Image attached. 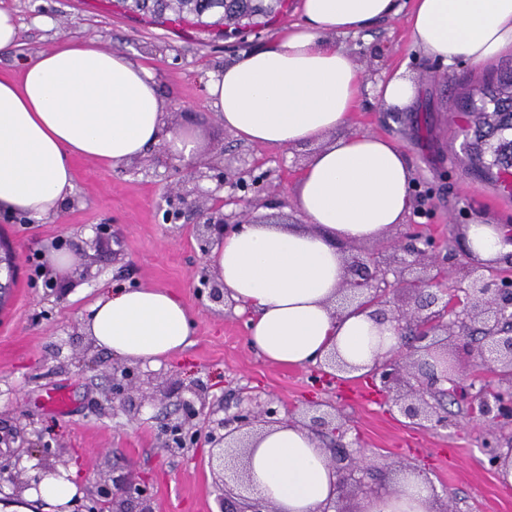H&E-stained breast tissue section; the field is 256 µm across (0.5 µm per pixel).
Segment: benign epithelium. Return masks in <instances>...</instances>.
<instances>
[{
	"label": "benign epithelium",
	"mask_w": 512,
	"mask_h": 512,
	"mask_svg": "<svg viewBox=\"0 0 512 512\" xmlns=\"http://www.w3.org/2000/svg\"><path fill=\"white\" fill-rule=\"evenodd\" d=\"M237 224L224 221V216H209L198 225L199 237L207 243L221 237ZM437 243L417 232L406 235L405 241L394 245L392 254L354 260L348 265L340 305L359 301V306L372 310L378 323L395 324L399 349L410 346L409 354L419 355L413 362L417 385L400 393L405 380L400 356L390 351L377 360L369 372L372 381L379 383V391L399 408L409 424L419 428L448 427V416L442 413V403L448 395L465 407L466 416L496 426L512 425V270L489 269L476 266L466 268L451 286L453 264L436 255ZM201 283L207 299L214 305L225 303L224 284L217 278L203 274ZM398 290L414 293V307L400 310L392 317L385 316L381 307L387 304L389 294ZM481 323L485 345L476 356L495 378L492 383L476 385L470 375L463 373L448 359V352L465 349V340L471 326ZM145 384L142 374L133 367L121 370V379L112 386V399H117L128 388ZM196 411L185 406L183 413L163 429L165 449H185L197 443L198 430L193 424ZM336 417V407L317 409L309 417L307 428L320 435ZM280 423L279 409L270 405L238 411L227 420L209 426L205 436L210 445V466L223 485L243 478L242 449L250 447L257 434V426L266 428ZM483 454L492 470L504 462L502 448L496 437L483 443ZM49 449L36 474L24 481H12L14 502L28 488L38 486L42 474L55 470ZM333 458L339 472L351 476L355 471L366 472L375 467V460L345 446L333 449ZM108 499L112 512H128L125 504L135 502V512H155L154 499L148 487L125 478L99 480L96 502Z\"/></svg>",
	"instance_id": "obj_1"
}]
</instances>
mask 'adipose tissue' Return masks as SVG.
<instances>
[{
	"mask_svg": "<svg viewBox=\"0 0 512 512\" xmlns=\"http://www.w3.org/2000/svg\"><path fill=\"white\" fill-rule=\"evenodd\" d=\"M407 14L414 47L451 65L485 62L512 49V0H300L298 22L264 48L244 53L209 77L204 92L239 140L273 150L313 144L292 193L307 226L244 224L224 235L210 266L224 292L252 311L251 347L269 362L303 366L339 352L354 375L370 371L397 343L388 324L350 305L334 314L346 274L343 243L374 241L406 223L413 209L404 152L390 139L350 133L365 78L336 39ZM421 87L399 69L377 84L380 104L409 111ZM153 72L92 42L63 40L0 75V209L38 221L59 216L71 195V160L120 166L153 145L184 159L194 138L169 129ZM471 258L494 266L512 254V227L476 218L464 225ZM83 330L97 347L132 362L161 363L191 333L182 301L155 287L112 288L89 307ZM340 475L310 431L293 422L266 430L249 463L250 495L276 512H324ZM420 477L372 495L361 512H431Z\"/></svg>",
	"mask_w": 512,
	"mask_h": 512,
	"instance_id": "obj_1",
	"label": "adipose tissue"
}]
</instances>
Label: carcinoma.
I'll return each instance as SVG.
<instances>
[{"instance_id": "cac0c4a2", "label": "carcinoma", "mask_w": 512, "mask_h": 512, "mask_svg": "<svg viewBox=\"0 0 512 512\" xmlns=\"http://www.w3.org/2000/svg\"><path fill=\"white\" fill-rule=\"evenodd\" d=\"M125 8L157 19L190 18L200 26L264 14L254 0H129ZM463 111L478 139L472 146L478 170L512 187V137L504 136L512 133V70L466 96Z\"/></svg>"}]
</instances>
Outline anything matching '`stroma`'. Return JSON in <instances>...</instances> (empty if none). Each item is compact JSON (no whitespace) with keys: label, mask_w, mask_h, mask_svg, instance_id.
<instances>
[{"label":"stroma","mask_w":512,"mask_h":512,"mask_svg":"<svg viewBox=\"0 0 512 512\" xmlns=\"http://www.w3.org/2000/svg\"><path fill=\"white\" fill-rule=\"evenodd\" d=\"M298 4L287 0L282 14L227 33L157 22L126 11L117 0H0L19 25L16 45L0 50V73H18L24 61L60 40L98 38L101 47L153 70L169 126L198 140L197 164H223L224 182L201 184L208 211L234 213L238 209L227 199L235 195L248 201L240 209L248 222L298 224L292 191L314 146L272 151L244 144L203 94L207 73L266 46L298 21ZM336 42L351 52L368 85L349 132L388 137L408 159L414 206L390 239L417 229L444 250L463 246L461 229L474 218L512 225V198L499 199L496 185L475 171L459 133L462 93L511 68L512 49L482 65L461 60L448 67L412 49L401 17ZM402 67L419 79L420 100L409 112L384 111L372 86ZM167 158L160 145L120 167L77 157L73 195L54 222L0 211V243L16 253L14 286L0 306V437L14 453L0 464L28 475L41 449L50 448L58 469L75 472L82 505H90L99 479L122 475L148 485L156 512H218L208 444L161 448L162 426L200 384L217 412L270 402L293 409L294 420L304 423L312 403H336L341 418L324 435L326 448L353 446L377 461L374 472L361 475L360 488L340 500L346 512H358L374 489L395 488L408 470L427 481L439 507L512 512V486L501 483L482 453L490 426L460 416L458 405L448 407L458 416L454 425L412 427L365 376L329 378L316 365L283 367L250 347L247 313L236 305H213L199 292L208 255L195 214L172 217L170 188L182 174L167 167ZM32 253L40 258L36 272L26 262ZM104 283L168 290L193 321L184 350L161 364L141 365L160 386L155 397L129 392L121 409L112 404V374L126 361L93 347L81 322ZM57 390L67 393V410L51 406Z\"/></svg>","instance_id":"35a3bbf8"}]
</instances>
